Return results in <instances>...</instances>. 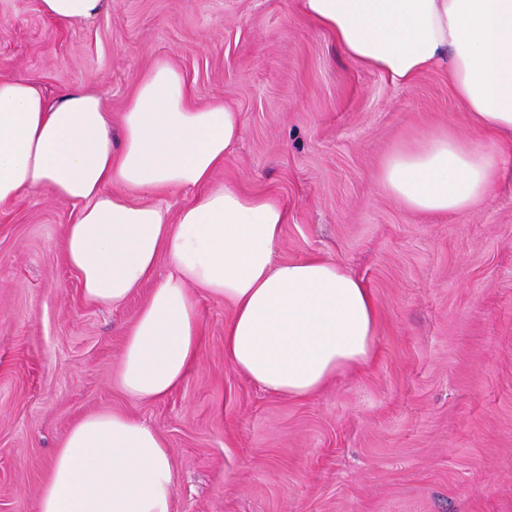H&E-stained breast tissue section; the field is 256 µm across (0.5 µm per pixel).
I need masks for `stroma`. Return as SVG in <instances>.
Here are the masks:
<instances>
[{
    "mask_svg": "<svg viewBox=\"0 0 512 512\" xmlns=\"http://www.w3.org/2000/svg\"><path fill=\"white\" fill-rule=\"evenodd\" d=\"M159 60L195 103L241 113L217 180L286 206L279 258L362 280L380 312L376 356L315 396L268 394L226 362L231 309L202 295L199 362L164 398L132 402L116 372L148 291L87 303L64 252L75 206L28 192L0 208V512H37L69 427L104 409L166 440L173 512H512V137L474 125L446 69L394 85L294 0H110L77 23L0 0V74L48 100L80 88L120 116ZM443 127L497 151L506 174L469 211H408L382 164Z\"/></svg>",
    "mask_w": 512,
    "mask_h": 512,
    "instance_id": "35a3bbf8",
    "label": "stroma"
}]
</instances>
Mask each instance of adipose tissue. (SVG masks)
Wrapping results in <instances>:
<instances>
[{
    "instance_id": "adipose-tissue-1",
    "label": "adipose tissue",
    "mask_w": 512,
    "mask_h": 512,
    "mask_svg": "<svg viewBox=\"0 0 512 512\" xmlns=\"http://www.w3.org/2000/svg\"><path fill=\"white\" fill-rule=\"evenodd\" d=\"M295 2L356 65L397 85L447 69L480 128L512 132V0ZM242 133L240 112L220 99L195 104L168 62L137 80L117 142L97 94L76 89L51 103L35 84L0 77V205L38 189L77 205L65 254L87 302L116 307L150 289L117 371L132 400L168 395L198 362L200 292L232 309L226 360L274 395L314 396L374 356L379 314L362 281L328 260L278 259L285 205L215 182ZM501 171L497 155L444 128L394 150L379 179L407 209L448 214L484 202ZM173 189L192 195L175 215L152 201ZM175 493L161 434L101 410L52 455L38 512H172Z\"/></svg>"
}]
</instances>
